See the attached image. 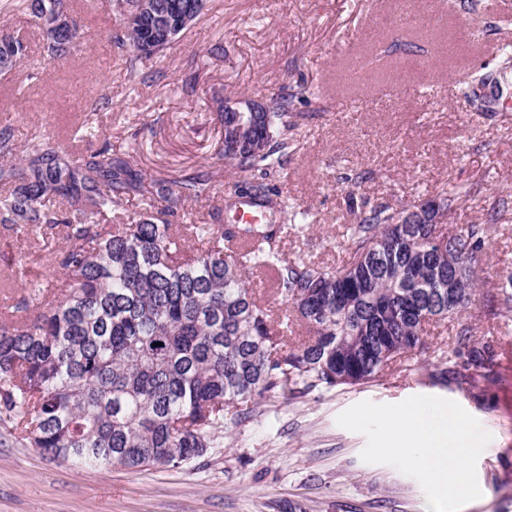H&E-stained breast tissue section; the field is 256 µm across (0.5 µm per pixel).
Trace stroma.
I'll return each mask as SVG.
<instances>
[{"instance_id": "35a3bbf8", "label": "stroma", "mask_w": 512, "mask_h": 512, "mask_svg": "<svg viewBox=\"0 0 512 512\" xmlns=\"http://www.w3.org/2000/svg\"><path fill=\"white\" fill-rule=\"evenodd\" d=\"M75 18L85 43L49 65L41 30L0 12V35L28 44L27 60L0 76V126L14 132L12 162L35 137L70 148L67 130L84 117L74 103L87 94L102 105L101 136L81 151L110 143L148 180L211 175V199L193 210L195 222H206L247 181L215 154L216 99L284 91L302 117L277 187L311 221L288 242V256L332 268L343 261L351 190L369 204L410 210L468 192L466 205L442 218L447 232L484 222L491 202L512 196V76L500 78L492 111H472L458 98L471 70L498 76V49L512 39V25H503L512 22V0H478L473 13L460 0H206L177 43L133 78L113 45L122 23L115 0L79 5ZM374 43L389 49V73L353 82L354 58ZM34 68L42 73L36 85L26 79ZM501 224L478 256L471 308L429 324L422 345L376 380L288 398L269 391L249 414L225 421L218 447L178 469L90 470L2 435L0 512H428L416 479L362 461L366 437L336 422L361 401L416 395L457 402L491 435L476 466L481 495L462 512H512V363L501 353L512 316L485 308L498 272L512 268V210ZM62 246L54 229L33 235L0 224V305L33 317L19 283L62 279L53 265ZM462 322L493 349L476 379L455 342ZM444 367L452 370L445 380L436 376Z\"/></svg>"}]
</instances>
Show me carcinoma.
<instances>
[{"mask_svg": "<svg viewBox=\"0 0 512 512\" xmlns=\"http://www.w3.org/2000/svg\"><path fill=\"white\" fill-rule=\"evenodd\" d=\"M74 0H7L4 8L39 24L48 13L71 11ZM49 56L67 59L83 39L68 41L42 27ZM140 34L118 40L129 48V75L151 59L140 54ZM27 47L0 38V73L14 70ZM489 76L472 70L459 97L483 111ZM99 101L85 105L73 141L99 136ZM293 97L273 95L239 134L238 113L218 112L215 154L263 182L224 199L231 218L248 205L260 224H194L180 218L187 202L212 195L202 176L145 182L108 143L81 153L56 140L28 143L19 165L0 164V224L34 232L60 228L65 247L64 294L29 285L36 314L16 320L0 314V429L25 447L91 469L121 466L179 468L214 447L227 414L241 416L263 395L298 386L368 383L422 342V318H448V273L462 291L477 288L474 263L498 231L512 203L495 201L482 224L447 235L448 249L430 245L434 215L408 223L406 209L350 202L347 259L336 268L284 258L282 244L308 228V213L265 181L284 168L288 136L297 127ZM142 211L118 212L126 197ZM272 274L274 286L308 328L287 346L271 310L257 301L250 274ZM487 311H512V271L500 276ZM456 344L484 368L487 347L462 324Z\"/></svg>", "mask_w": 512, "mask_h": 512, "instance_id": "obj_1", "label": "carcinoma"}]
</instances>
